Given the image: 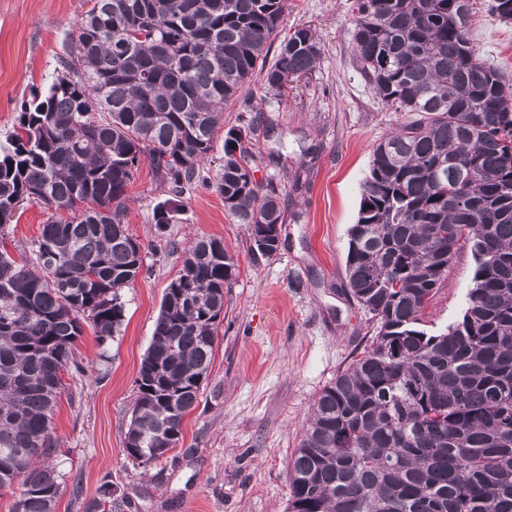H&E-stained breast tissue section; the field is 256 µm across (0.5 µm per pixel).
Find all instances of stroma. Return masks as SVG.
Masks as SVG:
<instances>
[{
    "instance_id": "stroma-1",
    "label": "stroma",
    "mask_w": 512,
    "mask_h": 512,
    "mask_svg": "<svg viewBox=\"0 0 512 512\" xmlns=\"http://www.w3.org/2000/svg\"><path fill=\"white\" fill-rule=\"evenodd\" d=\"M353 0H288L284 33L312 31L321 48L317 68L291 81L286 99L254 80L249 96L273 129L252 141L257 182L300 175L284 204L280 245L253 254L244 225L224 211L215 188L224 163V134L201 174L174 195L142 161L127 188L124 222L143 246V267L122 292L125 318L105 345L92 329L77 344L81 371L63 376L53 418L61 492L55 512H83L110 478L125 512H286L288 463L311 408L358 358L377 324L346 285L349 229L359 210V185L374 145L409 120L381 104L353 58ZM471 37L482 58L512 79V22L472 0ZM90 0H0V140L13 132L22 104L61 72L66 47ZM174 206L157 228L156 206ZM49 216L23 204L8 228L14 259L32 258V242ZM201 236L223 239L237 265L224 291L212 369L182 438L167 460L150 468L125 456V436L140 363L152 342L164 291L183 267L185 251ZM469 250L453 259L427 304L423 328L437 334L462 315L472 286Z\"/></svg>"
}]
</instances>
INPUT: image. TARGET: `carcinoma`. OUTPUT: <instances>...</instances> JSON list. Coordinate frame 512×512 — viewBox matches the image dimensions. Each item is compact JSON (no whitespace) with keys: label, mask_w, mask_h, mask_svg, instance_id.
Instances as JSON below:
<instances>
[{"label":"carcinoma","mask_w":512,"mask_h":512,"mask_svg":"<svg viewBox=\"0 0 512 512\" xmlns=\"http://www.w3.org/2000/svg\"><path fill=\"white\" fill-rule=\"evenodd\" d=\"M455 0H354L355 60L374 94L410 112L373 149L349 230L347 285L377 321L372 344L316 398L289 470L287 512H512V85L471 42ZM286 0H93L63 73L0 141V232L32 200L53 211L36 263L0 251V491L12 512H54L51 433L83 324L103 345L143 267L123 222L141 159L175 193L214 149L224 106L258 75L288 96L321 49L298 28L269 52ZM258 114L224 135L216 188L251 251L273 255L283 188L249 165ZM475 269L461 318L418 328L454 256ZM203 236L166 288L141 361L126 456L177 447L210 373L235 276ZM103 482L84 512H121Z\"/></svg>","instance_id":"cac0c4a2"}]
</instances>
